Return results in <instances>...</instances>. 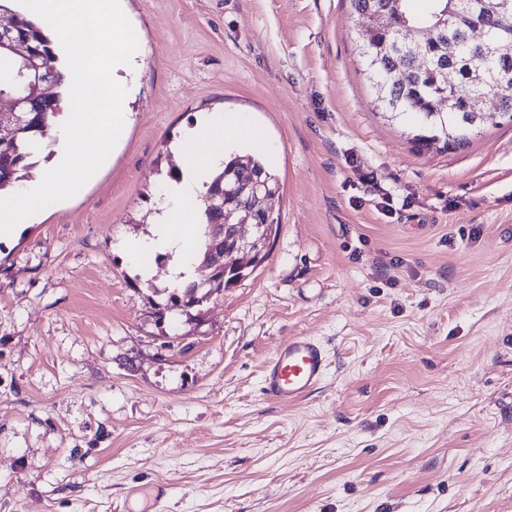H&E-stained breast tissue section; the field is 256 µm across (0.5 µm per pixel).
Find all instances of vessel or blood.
<instances>
[{
	"mask_svg": "<svg viewBox=\"0 0 512 512\" xmlns=\"http://www.w3.org/2000/svg\"><path fill=\"white\" fill-rule=\"evenodd\" d=\"M327 358L322 345L309 336H294L280 345L262 373V390L269 400L294 404L323 381Z\"/></svg>",
	"mask_w": 512,
	"mask_h": 512,
	"instance_id": "obj_1",
	"label": "vessel or blood"
}]
</instances>
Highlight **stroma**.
Returning a JSON list of instances; mask_svg holds the SVG:
<instances>
[{"label": "stroma", "instance_id": "35a3bbf8", "mask_svg": "<svg viewBox=\"0 0 512 512\" xmlns=\"http://www.w3.org/2000/svg\"><path fill=\"white\" fill-rule=\"evenodd\" d=\"M140 71L85 192L0 243V512H512V120L448 151L386 121L349 0H126ZM245 112L281 225L266 261L173 304L147 233L177 143ZM328 373L269 401L266 362ZM327 367L324 348L317 340L293 336L267 361L262 373L263 394L278 403H297L321 384Z\"/></svg>", "mask_w": 512, "mask_h": 512}]
</instances>
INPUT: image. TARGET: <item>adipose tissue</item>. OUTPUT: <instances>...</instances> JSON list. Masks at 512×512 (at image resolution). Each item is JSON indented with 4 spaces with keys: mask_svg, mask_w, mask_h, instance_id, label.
<instances>
[{
    "mask_svg": "<svg viewBox=\"0 0 512 512\" xmlns=\"http://www.w3.org/2000/svg\"><path fill=\"white\" fill-rule=\"evenodd\" d=\"M242 142L271 154L276 151L264 130L248 116L201 114L182 142L181 175L167 184L164 197L156 207L150 234L121 240L119 250L135 264L148 253L170 255L172 281H192L191 261L200 234V204L214 174Z\"/></svg>",
    "mask_w": 512,
    "mask_h": 512,
    "instance_id": "1",
    "label": "adipose tissue"
}]
</instances>
